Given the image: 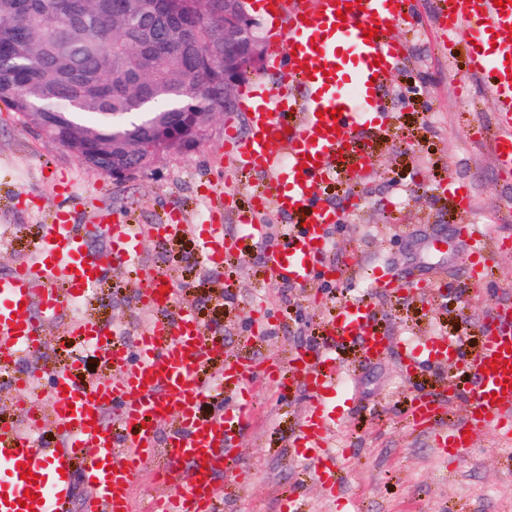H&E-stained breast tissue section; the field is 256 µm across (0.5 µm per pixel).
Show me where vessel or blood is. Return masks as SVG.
I'll return each instance as SVG.
<instances>
[{
  "label": "vessel or blood",
  "instance_id": "1",
  "mask_svg": "<svg viewBox=\"0 0 512 512\" xmlns=\"http://www.w3.org/2000/svg\"><path fill=\"white\" fill-rule=\"evenodd\" d=\"M276 14L288 19L271 54L284 63L278 86L262 91V102L251 116L252 134L233 139L241 172L267 175L269 186L259 208L238 214L243 236L261 245L272 278L304 286L325 266L328 230L336 222L333 207L322 204L318 185L336 177L334 162L367 143L372 126L366 118L369 102L401 60V49L390 39L397 21L412 11V0H356L340 11L338 0H272ZM440 15L449 34L464 32L469 69L483 74L499 107L498 133L493 142L496 167L512 171V0H441ZM376 28L373 37L364 32ZM338 118H331L333 109ZM275 208L291 217L280 240L267 244L262 210ZM112 239L104 252L90 249L83 226L68 211L55 214L37 247L35 265H22L0 277V353L24 345L37 350L43 341L39 322L29 315L38 307L47 318L59 317L75 293L96 288L107 269H122L138 254L146 235H166L185 228L181 213L166 223L134 225L119 219L102 224ZM456 237L468 240V276L480 281L487 270L486 236L479 225L455 226ZM194 238L201 258L213 264L231 252L219 222ZM143 305L159 315L136 331H118L112 343V374L56 376L48 399H34L46 407L47 424L58 438L23 439L14 426H0V512H71L74 476L87 489L84 512H132L135 477L158 453L168 464L159 479L161 493L151 512H221L215 476L243 477L235 466L234 440L244 425L239 408L218 404L222 385L204 377L219 351L198 315L174 310L173 297L151 281L139 295ZM393 339L374 323L367 305L343 309L324 331L318 347L292 355L288 369L272 374L285 386L300 382L312 395L298 433L290 446L308 459L314 475L328 493L338 487L336 464L327 443L336 427L326 397L336 391L335 353L338 346L357 345L362 354H385ZM456 355L468 379L464 390L473 412L463 421L448 422L449 406L433 394L414 398L410 414L415 425L436 428L438 445L467 449L484 430L512 442V371L494 370V358L512 363V304L503 302L490 315L483 342L472 351L462 340L433 332L419 348L403 350V362L445 365ZM216 400L209 415L205 402ZM194 467L190 490H181L177 469ZM34 474L24 480L23 471ZM33 500H24V492Z\"/></svg>",
  "mask_w": 512,
  "mask_h": 512
}]
</instances>
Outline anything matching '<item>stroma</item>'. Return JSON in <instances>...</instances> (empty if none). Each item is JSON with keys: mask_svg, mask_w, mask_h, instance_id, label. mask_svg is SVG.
Masks as SVG:
<instances>
[{"mask_svg": "<svg viewBox=\"0 0 512 512\" xmlns=\"http://www.w3.org/2000/svg\"><path fill=\"white\" fill-rule=\"evenodd\" d=\"M437 7V0H415L411 18L394 28L402 58L384 90L388 117L375 123L371 152L336 159L335 182L319 187L338 216L329 262L342 269L359 264L356 275L288 288L270 277L251 241L237 246L224 264L207 265L193 239L177 232L144 238L132 263L107 272L86 298L84 319L132 327L152 317L138 292L154 274H164L176 307L194 310L222 343L208 374L220 375L227 360L250 358L247 425L235 441L248 480L232 492L228 479H218L226 512H279L292 491L303 512H512V444L488 431L471 449L443 452L407 413L415 395L440 388L451 399V420L467 416L470 407L458 394L464 377L455 362L410 371L400 360L402 347H417L431 331L466 337L477 347L495 303L512 300V245L505 243L512 237V175L493 162L496 103L485 77L470 73L461 38L442 30ZM230 128L238 138L250 135L246 105L215 114L200 145L164 155L151 170L118 181L1 108L0 233L7 241L0 245V276L35 263L45 225L63 209L89 227L96 249L106 250L101 214L150 225L180 211L190 224L205 226V194L219 187L224 235L238 237L237 213L251 209L268 181L238 171L225 144ZM451 178L468 184L469 208L456 207L444 193ZM351 194L361 198L358 208H347ZM456 224L481 225L492 244L481 288L466 276L468 246L452 236ZM379 275L395 282L394 291L378 288ZM357 302L369 305L395 345L372 362L356 346L338 350L340 386L332 399L338 421L328 446L340 487L332 496L288 447L309 393L297 384L280 390L264 369L287 366L299 346H318L331 319ZM260 317L270 330L252 335ZM71 325L67 315L44 322L45 343L31 366L48 371L65 358L79 360L86 374L106 372L109 348L83 351Z\"/></svg>", "mask_w": 512, "mask_h": 512, "instance_id": "1", "label": "stroma"}]
</instances>
